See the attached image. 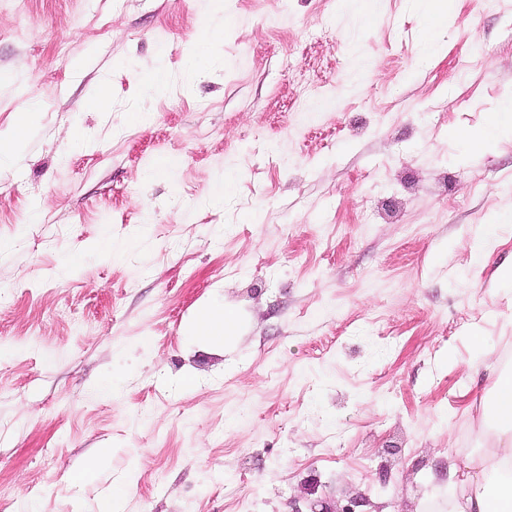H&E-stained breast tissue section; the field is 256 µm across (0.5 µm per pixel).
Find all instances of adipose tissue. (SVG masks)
<instances>
[{"label": "adipose tissue", "instance_id": "adipose-tissue-1", "mask_svg": "<svg viewBox=\"0 0 512 512\" xmlns=\"http://www.w3.org/2000/svg\"><path fill=\"white\" fill-rule=\"evenodd\" d=\"M237 328V317L208 303L187 327L190 335L221 344ZM483 419L490 425L485 455L467 460L466 479L453 512H512V376L497 378Z\"/></svg>", "mask_w": 512, "mask_h": 512}]
</instances>
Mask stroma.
Wrapping results in <instances>:
<instances>
[{
    "label": "stroma",
    "instance_id": "obj_1",
    "mask_svg": "<svg viewBox=\"0 0 512 512\" xmlns=\"http://www.w3.org/2000/svg\"><path fill=\"white\" fill-rule=\"evenodd\" d=\"M508 99L512 0H0V512H449L512 373ZM512 133V101L503 102L497 110L492 113V118L481 133L480 140L488 141L499 135ZM36 112L31 110L19 112L15 132L9 137L0 138V159L10 156L19 147L23 140L25 130L30 126L34 120ZM237 328V317L224 306L208 303L196 312L187 327L190 336H199L213 344H223Z\"/></svg>",
    "mask_w": 512,
    "mask_h": 512
}]
</instances>
